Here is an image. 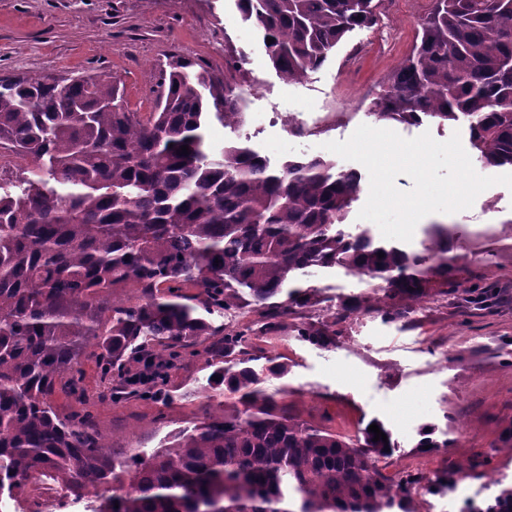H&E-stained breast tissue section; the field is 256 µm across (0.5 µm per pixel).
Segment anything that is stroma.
<instances>
[{
    "label": "stroma",
    "instance_id": "1",
    "mask_svg": "<svg viewBox=\"0 0 512 512\" xmlns=\"http://www.w3.org/2000/svg\"><path fill=\"white\" fill-rule=\"evenodd\" d=\"M432 0H385L372 28L352 33L324 64L301 82L281 79L270 65L259 34L242 23L235 0H0V77L109 73L131 111L152 112L151 86L172 56L224 74L228 49L250 58L238 79L248 136L220 123L209 127L215 146L244 139L272 163L297 157L330 158L325 144L347 140L359 125H374L370 110L388 78L412 51L418 23ZM333 114L331 129L309 140L287 132L282 116L307 125ZM448 229L452 283L433 285L426 299L387 319L363 306L368 281L311 271L308 303L275 331L255 339L254 368L268 358L288 373L267 388L286 385L291 415L355 436L370 423L384 426L394 447L385 474L456 480L469 470L463 494H420L418 512H474L501 488L512 487V448L503 435L512 427V189L492 186L470 209L434 213L417 225L407 247L420 250L432 225ZM354 305L341 317V303ZM324 335L314 345L300 329ZM83 402L60 395V412L91 413L118 456L151 455L169 435L191 426L207 401L212 372L207 356L186 355L165 387L167 406L133 397L112 403L93 359H85ZM432 430L437 448L419 443Z\"/></svg>",
    "mask_w": 512,
    "mask_h": 512
}]
</instances>
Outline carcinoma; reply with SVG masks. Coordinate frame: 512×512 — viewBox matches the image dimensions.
<instances>
[{
    "label": "carcinoma",
    "instance_id": "cac0c4a2",
    "mask_svg": "<svg viewBox=\"0 0 512 512\" xmlns=\"http://www.w3.org/2000/svg\"><path fill=\"white\" fill-rule=\"evenodd\" d=\"M236 2L272 39L268 59L290 83L374 26L382 4ZM419 27L373 116L463 120L483 166L512 167V0H433ZM245 61L243 51L224 56L220 80L173 58L145 118L109 74L0 86V143L34 162L25 176L0 177V497L24 494L38 469L58 484L61 508L85 490H112L90 512H417L418 480L377 466L393 443L297 420L276 400L285 390L262 386L248 347L305 304L310 268L380 281L367 312L392 317L395 300L422 301L433 281L448 285V229L434 225L418 252L349 232L360 173L322 157L275 166L239 142L212 149L210 123L245 121L236 83ZM243 304L260 320L213 325L212 315ZM209 336L219 340L203 353L222 365L208 385L224 400L205 403L150 456L112 457L91 414L55 405L59 391L84 399L91 346L112 401L163 405L161 393L141 391V365L162 383ZM468 512H512V487Z\"/></svg>",
    "mask_w": 512,
    "mask_h": 512
}]
</instances>
